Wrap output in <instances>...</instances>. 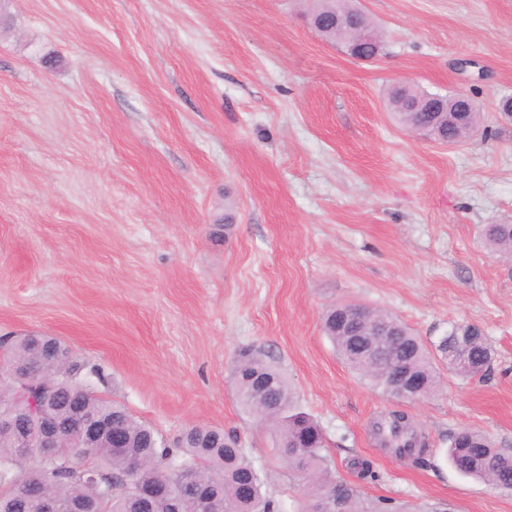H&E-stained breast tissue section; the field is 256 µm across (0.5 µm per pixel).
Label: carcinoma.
Segmentation results:
<instances>
[{"mask_svg":"<svg viewBox=\"0 0 512 512\" xmlns=\"http://www.w3.org/2000/svg\"><path fill=\"white\" fill-rule=\"evenodd\" d=\"M320 25L328 30L329 42L339 43L341 33L329 29L335 16L346 9L344 0L314 4ZM388 101L396 120L415 127L422 135L443 143H460L481 125L479 112L466 115L462 123H448V113L428 112L431 104L448 107L445 95L410 85L405 94L393 88ZM486 239L497 251L512 258V224H493ZM346 309L337 306L324 316L323 329L337 355L355 373L388 398L399 397L392 361L408 362L421 381V395L432 397L438 389L433 355L405 323L380 310L368 316L388 320L396 330L391 356L371 364L365 356L366 332H348L340 320ZM435 350L450 367L465 378L487 376L495 351L483 331L472 324L451 327ZM241 406L264 415L278 437L277 454L288 458V469L305 480L307 492L298 512H397L386 502L364 501L357 487L330 477L326 440L319 424L292 409L293 395L281 370L250 350L240 353L231 373ZM52 382L57 393L56 417L61 424L60 445L45 450L22 444L15 421L27 422L36 434L41 415L30 398H38ZM107 378L103 370L88 365L54 336L25 334L6 341L0 356V512H42L37 500L24 495L26 485L41 481L60 512H71L79 502L84 512H198L193 493L204 492L215 500V512H282L281 502L263 489V482L237 436L207 426L185 429L178 444L169 447L148 425L126 408L106 398L99 387ZM84 409L112 421L121 437V447L106 440L81 457L82 431L68 424L73 409ZM373 434L384 445L404 449L411 455L419 445L409 416L394 410L373 425ZM448 460L463 475L512 491V453L494 444L480 431L465 429L448 439ZM158 494L148 502L142 494Z\"/></svg>","mask_w":512,"mask_h":512,"instance_id":"obj_1","label":"carcinoma"}]
</instances>
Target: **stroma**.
Listing matches in <instances>:
<instances>
[{
  "label": "stroma",
  "mask_w": 512,
  "mask_h": 512,
  "mask_svg": "<svg viewBox=\"0 0 512 512\" xmlns=\"http://www.w3.org/2000/svg\"><path fill=\"white\" fill-rule=\"evenodd\" d=\"M354 3L382 36L375 61L317 35L307 0H5L0 338L64 340L165 443L236 434L286 512L298 480L231 380L247 347L362 498L512 512V492L445 455L462 427L512 452V262L484 237L512 224V0ZM400 83L468 93L479 131L444 146L404 130L386 98ZM349 303L430 348L473 324L495 350L480 380L436 360L438 392L407 408L420 460L379 446L371 425L399 404L323 332Z\"/></svg>",
  "instance_id": "35a3bbf8"
}]
</instances>
